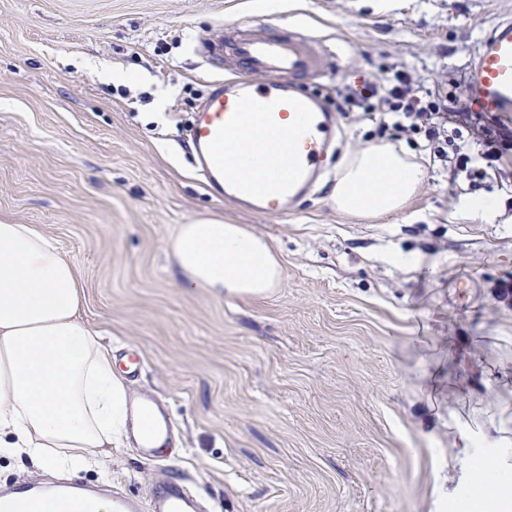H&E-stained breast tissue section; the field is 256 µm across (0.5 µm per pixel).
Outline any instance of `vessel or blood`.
<instances>
[{
    "instance_id": "vessel-or-blood-1",
    "label": "vessel or blood",
    "mask_w": 512,
    "mask_h": 512,
    "mask_svg": "<svg viewBox=\"0 0 512 512\" xmlns=\"http://www.w3.org/2000/svg\"><path fill=\"white\" fill-rule=\"evenodd\" d=\"M225 29L226 36L196 46L225 76L200 105L188 140L208 186L256 212L277 213L314 188L336 145V119L310 90L322 74L323 44L300 29L274 33L268 17L229 22ZM467 84L477 111L512 114L511 15L480 40ZM134 412L148 420L151 434L170 433L158 403L140 402ZM100 495L95 487H69L51 498L39 487L19 486L0 493V512H94ZM112 512L203 510L185 481L162 469L148 502L116 492Z\"/></svg>"
}]
</instances>
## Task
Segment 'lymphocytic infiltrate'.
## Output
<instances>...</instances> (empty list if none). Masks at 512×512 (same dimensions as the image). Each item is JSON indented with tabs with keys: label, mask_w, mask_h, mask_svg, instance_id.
Listing matches in <instances>:
<instances>
[{
	"label": "lymphocytic infiltrate",
	"mask_w": 512,
	"mask_h": 512,
	"mask_svg": "<svg viewBox=\"0 0 512 512\" xmlns=\"http://www.w3.org/2000/svg\"><path fill=\"white\" fill-rule=\"evenodd\" d=\"M355 106L380 128L421 136L429 164L464 176L472 189L497 181L503 155L512 149V135L495 130L447 88L426 86L404 71L360 91L347 89L336 98L337 111Z\"/></svg>",
	"instance_id": "1"
}]
</instances>
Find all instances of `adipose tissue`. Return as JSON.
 <instances>
[{
  "mask_svg": "<svg viewBox=\"0 0 512 512\" xmlns=\"http://www.w3.org/2000/svg\"><path fill=\"white\" fill-rule=\"evenodd\" d=\"M427 177L423 163L389 144H371L341 161L333 198L338 212L385 217L404 209ZM167 253L183 282L212 296H261L282 266L271 244L239 224L199 217L177 225ZM77 269L35 224L0 221V456H23L58 472L78 473L125 444L129 396L112 351L82 319ZM449 470L473 486L500 488L504 512L512 447V407L474 408L453 420Z\"/></svg>",
  "mask_w": 512,
  "mask_h": 512,
  "instance_id": "1",
  "label": "adipose tissue"
}]
</instances>
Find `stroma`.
Instances as JSON below:
<instances>
[{
	"label": "stroma",
	"mask_w": 512,
	"mask_h": 512,
	"mask_svg": "<svg viewBox=\"0 0 512 512\" xmlns=\"http://www.w3.org/2000/svg\"><path fill=\"white\" fill-rule=\"evenodd\" d=\"M508 13L512 0H0V219L51 236L82 317L115 356H141L127 388L166 405L163 463L205 512H466L448 417L512 398V188L478 190L501 224L455 219L461 194L436 165L396 215L337 213L339 162L382 140L357 108L311 196L279 215L217 197L186 138L215 79L196 40L269 14L324 41L327 100L404 69L466 101L476 46ZM205 214L271 242L276 288L218 299L183 283L165 243ZM457 346L477 355L468 371ZM157 465L129 444L108 475L73 480L143 497ZM448 476L458 497L441 502Z\"/></svg>",
	"instance_id": "stroma-1"
}]
</instances>
